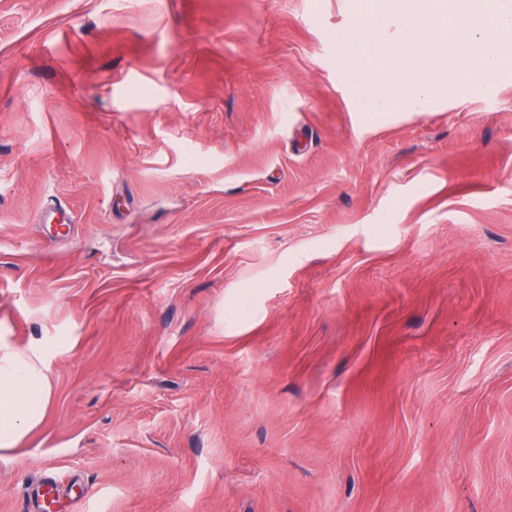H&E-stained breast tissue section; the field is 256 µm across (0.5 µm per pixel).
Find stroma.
<instances>
[{
  "label": "stroma",
  "instance_id": "obj_1",
  "mask_svg": "<svg viewBox=\"0 0 512 512\" xmlns=\"http://www.w3.org/2000/svg\"><path fill=\"white\" fill-rule=\"evenodd\" d=\"M364 7L0 0V512H512V62L368 104ZM52 396L43 345L0 336V452L19 448L43 424ZM65 475L52 473L43 477L40 485L27 499L26 512H45L50 504L56 503L60 508V490Z\"/></svg>",
  "mask_w": 512,
  "mask_h": 512
}]
</instances>
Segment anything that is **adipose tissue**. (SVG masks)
<instances>
[{
	"label": "adipose tissue",
	"instance_id": "ef3b65f1",
	"mask_svg": "<svg viewBox=\"0 0 512 512\" xmlns=\"http://www.w3.org/2000/svg\"><path fill=\"white\" fill-rule=\"evenodd\" d=\"M52 396L42 344L0 336V452L19 448L43 424Z\"/></svg>",
	"mask_w": 512,
	"mask_h": 512
}]
</instances>
